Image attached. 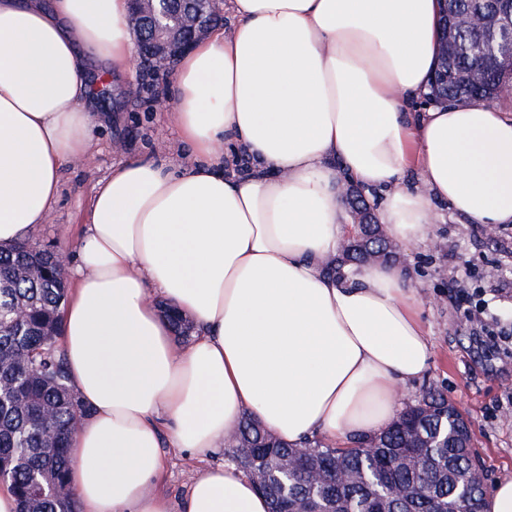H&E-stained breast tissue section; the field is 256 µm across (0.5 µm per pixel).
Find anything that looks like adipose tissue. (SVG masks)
I'll list each match as a JSON object with an SVG mask.
<instances>
[{
	"label": "adipose tissue",
	"instance_id": "ef3b65f1",
	"mask_svg": "<svg viewBox=\"0 0 512 512\" xmlns=\"http://www.w3.org/2000/svg\"><path fill=\"white\" fill-rule=\"evenodd\" d=\"M231 33L183 55L172 95L193 158H147L94 189L60 347L88 413L71 434L79 512H269L207 456L248 416L291 444L379 433L430 359L408 273L344 266L340 173L383 194L388 233L430 235L432 202L512 224V118L431 106L437 0H231ZM133 66L128 0H0V249L46 223L95 116L81 56ZM252 164L224 174L230 149ZM413 185H405L408 175ZM192 318L177 346L164 314ZM200 471L154 492L163 447Z\"/></svg>",
	"mask_w": 512,
	"mask_h": 512
}]
</instances>
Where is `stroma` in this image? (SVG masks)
<instances>
[{"instance_id":"obj_1","label":"stroma","mask_w":512,"mask_h":512,"mask_svg":"<svg viewBox=\"0 0 512 512\" xmlns=\"http://www.w3.org/2000/svg\"><path fill=\"white\" fill-rule=\"evenodd\" d=\"M168 90V81L151 80L139 68L130 77L115 76L96 85L94 98L101 110L90 152L62 168L60 197L34 236L35 242L68 255L67 274L75 272L73 244L94 187L113 166L150 157L177 170L191 160L172 113L155 110L151 103L153 94ZM432 211L428 243L396 246L395 262L410 276L419 318L432 343L427 373L406 386L403 398L413 402L426 386L446 391L472 425L474 447L491 489L512 475V354L489 349L448 291L460 284L465 271H473L485 291L487 319L512 324V295L499 283L500 276L512 278V225L498 227L490 238L484 225L453 213L442 201H433Z\"/></svg>"}]
</instances>
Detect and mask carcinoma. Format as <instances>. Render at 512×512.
Wrapping results in <instances>:
<instances>
[{
  "label": "carcinoma",
  "instance_id": "cac0c4a2",
  "mask_svg": "<svg viewBox=\"0 0 512 512\" xmlns=\"http://www.w3.org/2000/svg\"><path fill=\"white\" fill-rule=\"evenodd\" d=\"M512 9V0H448V14L488 15ZM491 30H456L457 49L438 60L445 75L431 84L443 100L475 98L490 105L500 78ZM486 66L481 87L462 77ZM392 254L386 240L366 226L361 241L341 262L363 263ZM56 251L23 241L0 251V481L11 486L19 512H76L68 483V441L75 411L84 406L68 384L56 339L67 282L55 270ZM22 307L26 315L11 312ZM233 460L250 475L261 472L270 512H484L481 467L472 453L470 423L439 389H424L383 432L329 448L317 442L296 448L277 440L250 419L233 435ZM298 457L301 468L280 473L279 462Z\"/></svg>",
  "mask_w": 512,
  "mask_h": 512
}]
</instances>
